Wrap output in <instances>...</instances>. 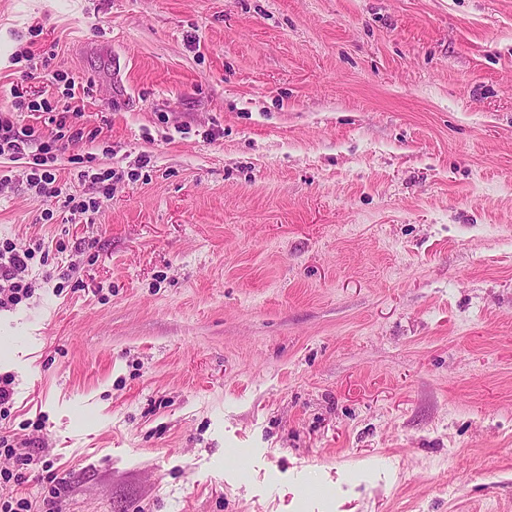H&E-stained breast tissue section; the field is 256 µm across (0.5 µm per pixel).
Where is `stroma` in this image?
Masks as SVG:
<instances>
[{
    "label": "stroma",
    "mask_w": 512,
    "mask_h": 512,
    "mask_svg": "<svg viewBox=\"0 0 512 512\" xmlns=\"http://www.w3.org/2000/svg\"><path fill=\"white\" fill-rule=\"evenodd\" d=\"M10 87L88 134L0 156L58 512H512V0H0ZM0 156H11L13 161L26 160L27 180L37 192L47 197H58L62 191L54 186L53 166L61 161L71 143L83 140L84 130L71 117H81V111L64 106L55 119V131L44 135L31 125H20L13 119L14 111L0 110Z\"/></svg>",
    "instance_id": "stroma-1"
}]
</instances>
